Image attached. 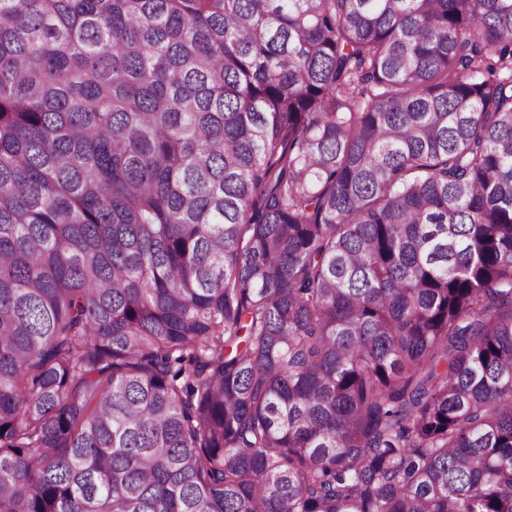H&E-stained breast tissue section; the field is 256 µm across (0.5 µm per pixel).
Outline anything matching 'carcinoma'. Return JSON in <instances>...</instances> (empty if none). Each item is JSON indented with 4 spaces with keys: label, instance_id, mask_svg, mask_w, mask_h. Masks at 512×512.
Segmentation results:
<instances>
[{
    "label": "carcinoma",
    "instance_id": "1",
    "mask_svg": "<svg viewBox=\"0 0 512 512\" xmlns=\"http://www.w3.org/2000/svg\"><path fill=\"white\" fill-rule=\"evenodd\" d=\"M0 512H512V0H0Z\"/></svg>",
    "mask_w": 512,
    "mask_h": 512
}]
</instances>
